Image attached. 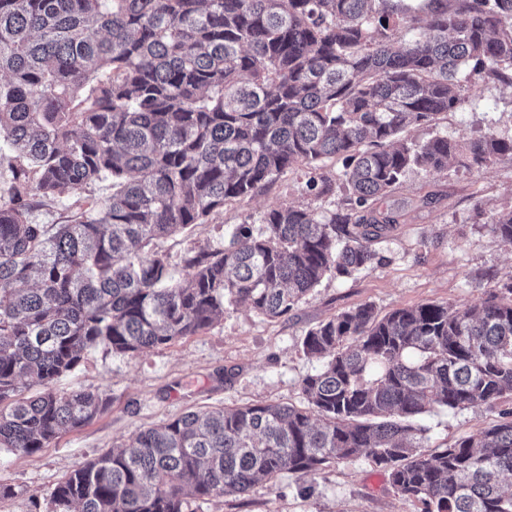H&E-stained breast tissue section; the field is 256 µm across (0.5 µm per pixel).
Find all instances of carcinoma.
Here are the masks:
<instances>
[{
    "mask_svg": "<svg viewBox=\"0 0 512 512\" xmlns=\"http://www.w3.org/2000/svg\"><path fill=\"white\" fill-rule=\"evenodd\" d=\"M429 20L414 38L404 31ZM475 76L512 86V0H0V449L34 454L103 414V392L55 389L82 354L134 355L193 336L229 304L283 318L325 278L380 263V203L413 169L512 155L493 132L409 141L463 103ZM339 158L346 203L268 209L224 245L188 249L176 279L161 239L304 167ZM106 178L112 195L65 224L34 212ZM512 245V210L493 219ZM475 309L364 303L319 322L303 353L307 407L187 412L69 472L52 512H186L370 457L423 512H512V410L434 451L418 420L512 394V284Z\"/></svg>",
    "mask_w": 512,
    "mask_h": 512,
    "instance_id": "cac0c4a2",
    "label": "carcinoma"
}]
</instances>
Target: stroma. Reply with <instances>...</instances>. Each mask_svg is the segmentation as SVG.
<instances>
[{
    "mask_svg": "<svg viewBox=\"0 0 512 512\" xmlns=\"http://www.w3.org/2000/svg\"><path fill=\"white\" fill-rule=\"evenodd\" d=\"M464 95L460 108L435 127L411 128L409 139L421 142L438 133L462 140L487 131L512 136L511 86L480 78ZM306 181L305 169L288 171L252 198L225 206L194 236L167 239L162 248L175 260L187 247L223 242L231 225L259 223L270 208L331 211L346 198L340 188L315 196ZM511 207L512 155L480 170L452 165L428 174L409 171L379 205L395 221L388 237L374 245L380 264L324 279L288 317L271 320L234 304L208 329L167 346L134 356L89 350L57 388L106 392L110 408L37 453L0 449V485L11 490L0 497V512H51L50 494L68 471L185 412L273 402L305 406L301 381L321 364L304 355L302 339L342 311L364 303L383 314L428 302L481 306L512 281V247L492 227L494 216ZM498 418L485 409L425 415L426 444L434 449L477 435ZM189 504L192 512H421L419 502L394 493L363 455L332 464L307 483L284 474L242 496L193 498Z\"/></svg>",
    "mask_w": 512,
    "mask_h": 512,
    "instance_id": "obj_1",
    "label": "stroma"
}]
</instances>
